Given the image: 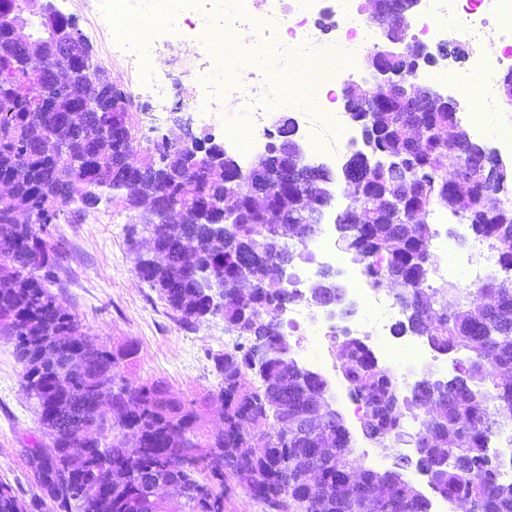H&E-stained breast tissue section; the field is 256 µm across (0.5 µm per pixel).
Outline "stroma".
Segmentation results:
<instances>
[{"instance_id":"stroma-1","label":"stroma","mask_w":512,"mask_h":512,"mask_svg":"<svg viewBox=\"0 0 512 512\" xmlns=\"http://www.w3.org/2000/svg\"><path fill=\"white\" fill-rule=\"evenodd\" d=\"M150 63L160 68L169 91V112L158 123L151 120L153 101L147 93L133 89L126 70L109 69L113 82L131 96L141 145L135 156L139 162L147 161L146 149L154 140L173 131L174 116L191 117L187 103L198 91L190 75L156 57ZM132 222V211L106 201L86 211L74 204L66 207L65 218L54 233L61 251L62 282L56 299L111 348L136 347L133 363L120 369L130 382L157 377L166 381L175 397L202 394L216 382L207 354L224 350L230 334L219 316L193 331L180 326L157 292L135 271L127 245ZM40 435L38 417L22 389V368L14 348L0 339V480L32 503L33 512H53L50 502L38 501L35 477L27 465V450Z\"/></svg>"}]
</instances>
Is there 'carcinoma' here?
<instances>
[{"mask_svg":"<svg viewBox=\"0 0 512 512\" xmlns=\"http://www.w3.org/2000/svg\"><path fill=\"white\" fill-rule=\"evenodd\" d=\"M2 9L27 19L29 37L44 36L30 0H0ZM21 44L0 27V186L23 202L0 206V336L13 344L47 439L34 445L42 454L32 466L38 499H49L54 512H224L239 488L263 512H429L411 483L360 465L339 411L321 432L284 423L327 401L329 381L290 357L281 331L276 311L292 296L280 277L295 257L282 242L302 244L317 231L334 179L323 203L305 199L288 177L262 205L249 186L224 192L221 168L174 175L155 143L154 163L131 181L115 162L112 132L122 113L112 91L92 85L82 106L67 97L45 102L52 68L36 73L17 53ZM16 88L27 94L16 96ZM372 107L354 113L369 146L367 163L356 161L344 183V195L360 206L336 215L344 250L374 287L396 283L393 297L406 318L395 333L467 356L457 361V375L444 381L428 372L407 396L400 375L345 332L334 342L340 373L364 409L366 437L385 447L432 437L416 448V467L435 493L474 512H512V482L500 480L490 454L512 412V288L496 275L474 290L434 284L436 229L427 222L436 208L446 209L474 237L499 245L497 266L512 270V200L499 198L503 182H458L453 151L464 129L457 108L429 106L421 120L433 133L425 136L400 99L380 92ZM399 153L406 179L389 182L385 174ZM150 193L179 210L184 223L170 224L162 212L151 224L130 225L137 275L182 328L220 316L239 339L231 350L208 352L219 382L200 398L177 399L159 379L127 382L120 367L134 359V346L109 349L50 291L60 258L53 231L65 207L94 208L106 199L134 210ZM225 214L234 220L226 241L210 228ZM190 253L200 267L187 263ZM203 279L224 285L221 308L211 307ZM310 290L344 303L345 289L329 270ZM214 400L224 406V428L211 432L203 408ZM410 408L417 410L413 434L404 430ZM28 508L0 481V512Z\"/></svg>","mask_w":512,"mask_h":512,"instance_id":"obj_1","label":"carcinoma"}]
</instances>
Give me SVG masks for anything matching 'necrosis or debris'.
Returning a JSON list of instances; mask_svg holds the SVG:
<instances>
[{
    "label": "necrosis or debris",
    "mask_w": 512,
    "mask_h": 512,
    "mask_svg": "<svg viewBox=\"0 0 512 512\" xmlns=\"http://www.w3.org/2000/svg\"><path fill=\"white\" fill-rule=\"evenodd\" d=\"M105 2L96 26L110 44L122 50L121 55L113 57V64L130 73L133 86L149 88L156 101L161 102L167 97V86L159 71L145 65L144 59L157 47L174 49L176 61L196 74L200 91L190 107L206 124L214 120L217 109L224 102L243 107L248 112L279 106L281 99L269 88L264 62L280 49L288 47L299 51L316 38L322 42L324 51L332 52L342 45L367 46L377 34L371 23L364 20H336L334 0H234L233 29L262 35L260 41L249 44L252 56L260 65L243 77L216 83L209 76L212 69L210 52L199 53L192 48L205 32L197 17L208 12L212 0H184V12L166 15L145 25L138 38L129 34L126 25L134 16L136 0ZM484 2L433 0L434 12L418 19L414 41L444 42L452 25L474 39L485 38L491 31L496 38L488 41L484 54L473 59L472 74L488 78L495 64L512 69V0H499L498 13L492 18L486 15ZM356 76L354 67L350 66L315 82L313 99L317 117L303 121L312 163L320 164L332 157L321 141L323 128L334 129L348 144H355L356 128L347 113L337 111L334 88ZM310 279L311 273L307 270L289 274L288 288L292 299L281 322L295 338L293 352L296 359L312 372L335 378L339 375V365L333 343L341 325L334 315L312 301L308 288ZM345 287L352 304L364 314L363 319L350 325L349 332L363 338L378 361L397 370L416 364L447 366L444 353L434 350L425 341L395 334L394 328L404 320L405 313L380 289L371 285L364 270L350 272Z\"/></svg>",
    "instance_id": "obj_1"
}]
</instances>
